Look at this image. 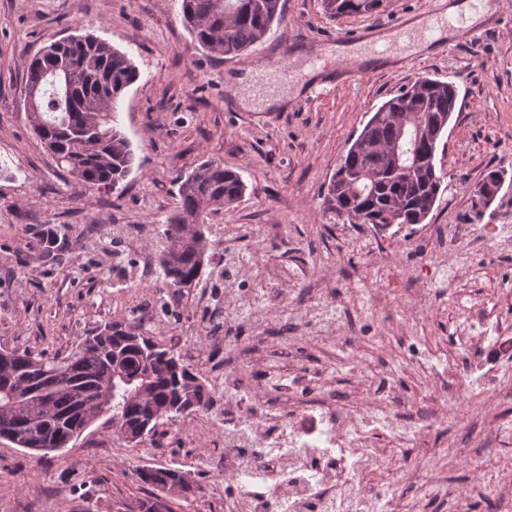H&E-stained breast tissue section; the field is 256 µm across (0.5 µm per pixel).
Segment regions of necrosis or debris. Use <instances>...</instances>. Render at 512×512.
<instances>
[{"label": "necrosis or debris", "instance_id": "4bbe7bcc", "mask_svg": "<svg viewBox=\"0 0 512 512\" xmlns=\"http://www.w3.org/2000/svg\"><path fill=\"white\" fill-rule=\"evenodd\" d=\"M257 289H238L228 298L223 288H207V323L224 327L228 314L251 301ZM460 317L455 336L461 345L481 342L491 353L481 375L496 374V361L512 358V323L498 315L496 303L455 296ZM223 359L194 351L190 357L224 394V454L218 465L224 476V512H373L385 499L387 512H399L408 486L423 495L449 496V512H474L476 494L451 490L429 468L418 449L425 428L460 424L449 415L448 400L459 391L457 359L421 351L416 364L432 378V412L401 400L388 366L366 363L363 390L340 406L328 368L306 366L298 352L260 364L250 385L237 375L236 361L251 353L238 341H224ZM389 432L377 447V432ZM388 467L383 485L372 472Z\"/></svg>", "mask_w": 512, "mask_h": 512}]
</instances>
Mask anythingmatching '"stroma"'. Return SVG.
<instances>
[{
  "label": "stroma",
  "instance_id": "obj_1",
  "mask_svg": "<svg viewBox=\"0 0 512 512\" xmlns=\"http://www.w3.org/2000/svg\"><path fill=\"white\" fill-rule=\"evenodd\" d=\"M464 0H383L373 14L337 19L325 15L322 0H285L281 22L246 54L229 59L198 50L182 23L181 0H0V348L27 349L48 356L67 355L95 328L118 320L103 305L101 271L113 263L94 246L101 227L164 223L173 210L172 180L179 171L217 160L238 172L246 191L233 207L209 214L208 267L236 264L237 281L254 288L284 289V310L257 319L269 351L282 336L304 327L296 297H332L327 335L335 350L307 341L303 351L315 364L350 351L343 332L357 323L363 336L357 351L368 361H389L405 398L429 392L427 373L409 366L404 336H422L433 346L455 349L453 303L436 308L429 295L467 287L477 296L500 299L512 317V301L497 286L512 267V251L488 252L479 235L488 224L512 239V31L494 27L488 16L472 22L477 38L456 45L448 33L447 52L417 43L408 61L375 62L360 81L344 88L309 92L303 67L311 37H333L368 29L387 35L388 24H417L433 10L448 11ZM91 33L128 54L140 76L124 96L121 126L135 160L120 190L99 192L77 185L59 170L35 136L24 105V65L45 43ZM275 62L286 80L270 83L257 64ZM422 75L454 83L458 91L452 122L441 139L436 167L445 189L425 224L395 232L366 233L327 210L324 192L350 138L400 88ZM251 97L242 107V97ZM269 96L285 97L269 108ZM503 184L491 204L477 189L489 171ZM38 224H65L67 261L46 263L31 247ZM455 233L456 244L440 265L425 256L426 226ZM309 266L313 277L297 283L290 269ZM395 267L396 278L416 283L398 302L384 298L385 282L375 268ZM183 422L164 425L150 452L129 447L100 417L68 448L33 457L0 439V512H132L149 490L136 479L144 466H172L190 474L195 502L169 497L174 512H212V490L220 477L224 450L219 432L203 448L184 445ZM453 429L432 433L423 452L448 485L468 488L485 473L457 461L441 447L455 443Z\"/></svg>",
  "mask_w": 512,
  "mask_h": 512
}]
</instances>
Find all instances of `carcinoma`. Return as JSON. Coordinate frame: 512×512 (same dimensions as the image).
Listing matches in <instances>:
<instances>
[{
  "label": "carcinoma",
  "instance_id": "carcinoma-1",
  "mask_svg": "<svg viewBox=\"0 0 512 512\" xmlns=\"http://www.w3.org/2000/svg\"><path fill=\"white\" fill-rule=\"evenodd\" d=\"M382 0H323L333 18L371 14ZM184 23L208 54L240 56L261 42L284 16V0H181ZM26 67L25 92L33 99L29 121L49 139L57 164L84 187L110 192L134 162L131 142L120 126L122 97L139 72L124 52L92 34L76 35ZM457 105L449 83L419 77L386 100L337 165L325 202L353 224L383 227L415 224L432 211L442 186L434 164L440 137ZM407 167L393 166V156ZM177 203L159 225L158 291L184 296L182 284L203 279L209 248L205 217L235 205L245 193L241 177L214 160L173 179ZM68 228L43 224L32 247L42 259L63 261ZM119 373L145 386L141 399ZM119 423L118 436L132 447L158 434L163 421L206 413L212 388L180 352L153 340L131 321L113 322L82 337L69 355L49 358L29 350L0 349V438L34 452L55 450V435L80 436L102 392ZM81 400H75V397ZM171 466L142 467L137 480L157 489L175 476Z\"/></svg>",
  "mask_w": 512,
  "mask_h": 512
}]
</instances>
